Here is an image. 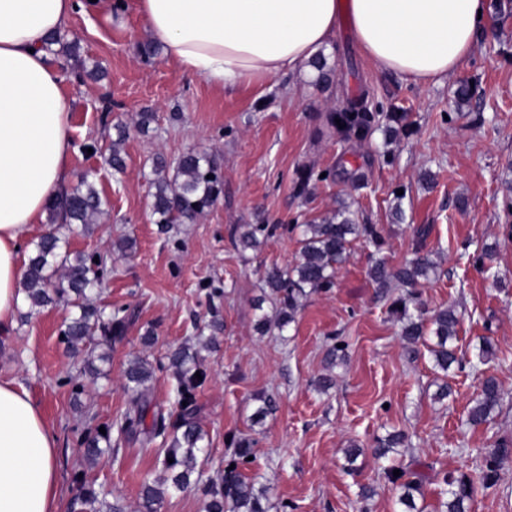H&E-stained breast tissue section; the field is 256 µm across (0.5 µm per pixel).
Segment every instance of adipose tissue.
Here are the masks:
<instances>
[{
	"mask_svg": "<svg viewBox=\"0 0 512 512\" xmlns=\"http://www.w3.org/2000/svg\"><path fill=\"white\" fill-rule=\"evenodd\" d=\"M116 0H0V332L21 301L31 225L68 176L71 116L49 37L75 13L111 18ZM167 61L218 90L304 72L347 11L376 69L426 84L471 53L487 0H135ZM57 441L39 405L0 381V512H56Z\"/></svg>",
	"mask_w": 512,
	"mask_h": 512,
	"instance_id": "ef3b65f1",
	"label": "adipose tissue"
}]
</instances>
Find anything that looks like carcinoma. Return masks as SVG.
Returning a JSON list of instances; mask_svg holds the SVG:
<instances>
[{
    "mask_svg": "<svg viewBox=\"0 0 512 512\" xmlns=\"http://www.w3.org/2000/svg\"><path fill=\"white\" fill-rule=\"evenodd\" d=\"M59 46L60 52L75 61L71 73L81 80L96 78L95 68L87 69L78 58L76 44L64 41L63 36L49 39L48 46ZM124 133L118 132L112 141L107 163L113 171L120 173L125 168L121 144ZM153 178L150 179L152 217L156 224L165 228L173 224H187L210 209L224 195V176L219 163L209 155L189 151L181 155L176 165L171 166L159 156L153 162ZM213 178H207V175ZM105 199L94 184L84 177L80 182L63 189L48 209V220L67 232L75 229L84 234L92 232V224L104 213ZM299 230V256L284 267L272 266L263 277L262 295L257 299L256 309L263 310L268 302L273 313L262 314L257 329L266 333L275 328L284 332L304 308L311 295L333 287L337 270L349 258L352 241L361 239L381 253L384 244L377 227L359 224L349 207L344 206L325 215L318 222L297 224ZM278 229L276 224H242L236 239L241 250H257L262 242ZM107 257L69 249L64 234L51 233L33 243L24 279L22 292L30 307L38 308L55 302H64L73 309L70 321L61 331L63 340L75 352L86 355L84 373L97 377L99 370L95 361L107 356L96 352L93 339L96 336L120 338L133 321L125 308L109 311L92 302L95 287L101 285L105 275ZM438 264L432 252L421 248L414 258L406 261L396 271H391L383 257L377 258L370 267L369 276L377 288L385 291L392 286L404 289L390 306V314L400 324V336L409 345H417L430 335L434 342L429 353L434 367L446 373L459 362L456 339L460 316L452 307L428 311L421 301L418 288L437 274ZM167 363L152 364L147 358L135 356L128 361L124 372L125 390L129 394L130 407L120 419L118 430L125 436L142 438L149 445L161 439L158 464L164 474L161 481L144 482L141 490L142 508L153 512V506L162 500L170 488L184 490L194 488L202 494L203 512H269L270 505L265 486L247 478L240 466L250 463L255 441L242 435L230 437L235 448L234 458L224 465V476L218 482L203 479L204 459L202 442L204 433L196 422L198 415L197 393L202 389L208 374L200 362L198 351L184 343L166 355ZM167 367L176 378L177 413L172 416L155 410L147 395L148 383L155 369ZM202 379H197L195 374ZM503 391L493 377L481 381L480 392L468 412V421L474 426L489 422L500 406ZM408 436L401 432H389L373 441L372 456L385 457L393 449L405 446ZM78 442L84 447L89 465L96 466L101 459L119 453V441L110 434H102L99 428L86 426L78 431ZM173 462H168V459ZM235 468H230V465ZM393 484H399V502L406 512H418L415 495L422 494V476L403 480L400 475L387 472ZM79 486L72 512H124L117 500L109 502L86 485L85 477L74 475ZM448 486V498L442 503L443 512H469L475 487L473 478L467 473L449 474L444 477Z\"/></svg>",
    "mask_w": 512,
    "mask_h": 512,
    "instance_id": "cac0c4a2",
    "label": "carcinoma"
}]
</instances>
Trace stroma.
<instances>
[{
  "label": "stroma",
  "instance_id": "1",
  "mask_svg": "<svg viewBox=\"0 0 512 512\" xmlns=\"http://www.w3.org/2000/svg\"><path fill=\"white\" fill-rule=\"evenodd\" d=\"M63 35L77 42L86 64L103 70L99 80L66 79L74 145L67 183L90 177L107 201L94 232L71 238L70 248L108 254L94 299L129 307L135 321L124 339L102 341L109 360L93 381L80 378L81 361L60 338L70 307L33 311L21 304L26 321L0 333V380L23 386L57 436V512H71L79 472L138 512L143 482L161 475L154 457L130 440L118 460L87 467L74 432L80 409L91 408L96 426L112 425L129 406L128 360H159L195 336L209 374L197 395L206 476L220 479L233 454L229 437L242 433L256 442L247 471L267 487L271 512H400L399 490L385 475L399 465L423 474L416 500L423 512H441L443 478L451 472L477 480L470 512H512V456L498 460L493 485L478 480L499 444L512 442V237L504 230L512 224V0L489 6L456 73L423 85L372 67L344 17L325 53L329 82L280 76L224 92L163 55L143 61L145 24L133 7L108 23L75 14ZM462 84L473 90L460 107ZM348 108L365 116L363 132L330 126L329 113ZM141 112L155 115L145 133L134 129ZM119 122L131 131L123 144L126 170L115 174L104 158ZM191 150L220 161L224 196L192 223L161 233L151 216L153 160ZM309 169L322 178L297 193L295 183ZM344 204L358 223L377 225L391 268L419 244L439 254L440 275L421 294L429 308L461 313L455 344L463 366L443 374L426 346L408 351L389 300L377 296L368 274L372 249L359 242L333 288L313 295L285 333H257L260 280L266 268L297 258L294 225ZM264 222L277 232L259 250L241 251L237 226ZM124 237L134 241L128 255L116 248ZM492 243L497 254L487 273L472 257ZM149 327L155 342L147 347L140 336ZM338 338L347 360L331 369L326 351ZM486 339L495 355L484 370L504 395L493 420L474 428L467 415L478 382L469 362ZM326 373L334 381L322 393L314 382ZM443 383L451 394L439 401ZM266 394L277 408L253 423ZM393 429L408 435V447L379 461L359 457L356 471H345L350 443L367 448ZM364 486L373 488L371 498L360 497Z\"/></svg>",
  "mask_w": 512,
  "mask_h": 512
}]
</instances>
